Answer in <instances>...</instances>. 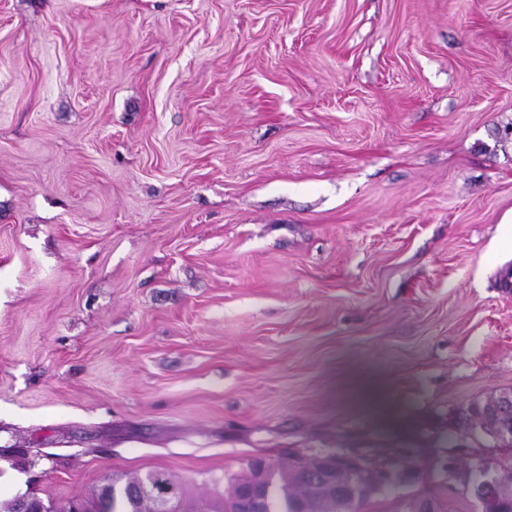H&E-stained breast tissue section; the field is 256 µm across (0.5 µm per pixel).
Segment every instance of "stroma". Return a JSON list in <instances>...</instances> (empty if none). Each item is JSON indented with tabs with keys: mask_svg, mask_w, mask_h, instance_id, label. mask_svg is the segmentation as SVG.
Returning <instances> with one entry per match:
<instances>
[{
	"mask_svg": "<svg viewBox=\"0 0 512 512\" xmlns=\"http://www.w3.org/2000/svg\"><path fill=\"white\" fill-rule=\"evenodd\" d=\"M510 215L512 0H0V500L413 448L475 512Z\"/></svg>",
	"mask_w": 512,
	"mask_h": 512,
	"instance_id": "35a3bbf8",
	"label": "stroma"
}]
</instances>
